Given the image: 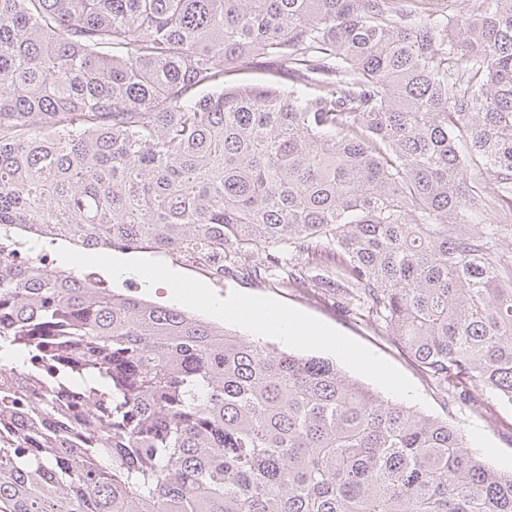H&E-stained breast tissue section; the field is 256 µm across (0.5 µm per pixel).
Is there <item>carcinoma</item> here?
<instances>
[{"label":"carcinoma","mask_w":512,"mask_h":512,"mask_svg":"<svg viewBox=\"0 0 512 512\" xmlns=\"http://www.w3.org/2000/svg\"><path fill=\"white\" fill-rule=\"evenodd\" d=\"M457 3L0 0V232L261 253L512 406V0ZM0 512H512V471L325 359L5 257Z\"/></svg>","instance_id":"carcinoma-1"}]
</instances>
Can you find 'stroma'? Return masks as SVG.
I'll return each instance as SVG.
<instances>
[{"mask_svg":"<svg viewBox=\"0 0 512 512\" xmlns=\"http://www.w3.org/2000/svg\"><path fill=\"white\" fill-rule=\"evenodd\" d=\"M212 288L222 297L238 291L276 298L363 343L410 379L426 402L424 414L450 419L461 427L465 436L480 435L476 452L493 467L512 471V407L493 401L486 390L474 392L470 399L445 404L409 356L391 339L378 335L370 324L351 314L335 291L318 290L301 283L286 284L278 277H259L247 270L225 273L223 281L213 283Z\"/></svg>","mask_w":512,"mask_h":512,"instance_id":"stroma-1","label":"stroma"}]
</instances>
